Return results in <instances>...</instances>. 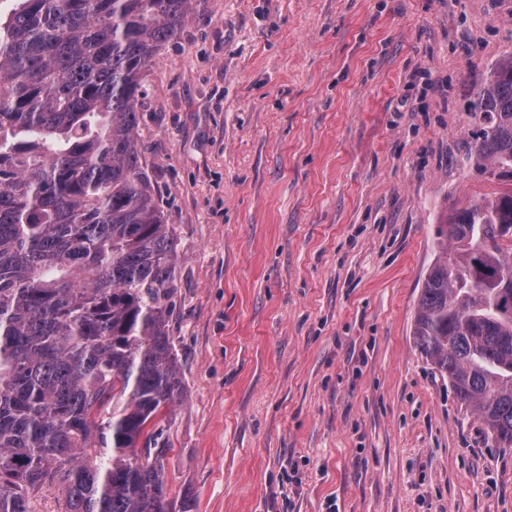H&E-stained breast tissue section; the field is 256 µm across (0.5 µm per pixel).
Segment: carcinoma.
Masks as SVG:
<instances>
[{"instance_id": "carcinoma-1", "label": "carcinoma", "mask_w": 512, "mask_h": 512, "mask_svg": "<svg viewBox=\"0 0 512 512\" xmlns=\"http://www.w3.org/2000/svg\"><path fill=\"white\" fill-rule=\"evenodd\" d=\"M0 16V512H173L163 421L179 262L139 140L145 78L197 0H15ZM467 159L512 179V55L477 79ZM512 191L454 211L415 346L512 449ZM453 250H448V247Z\"/></svg>"}]
</instances>
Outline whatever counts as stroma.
<instances>
[{
  "label": "stroma",
  "mask_w": 512,
  "mask_h": 512,
  "mask_svg": "<svg viewBox=\"0 0 512 512\" xmlns=\"http://www.w3.org/2000/svg\"><path fill=\"white\" fill-rule=\"evenodd\" d=\"M512 0H200L139 138L176 234L174 512H512V450L417 350L456 209L469 74Z\"/></svg>",
  "instance_id": "1"
}]
</instances>
